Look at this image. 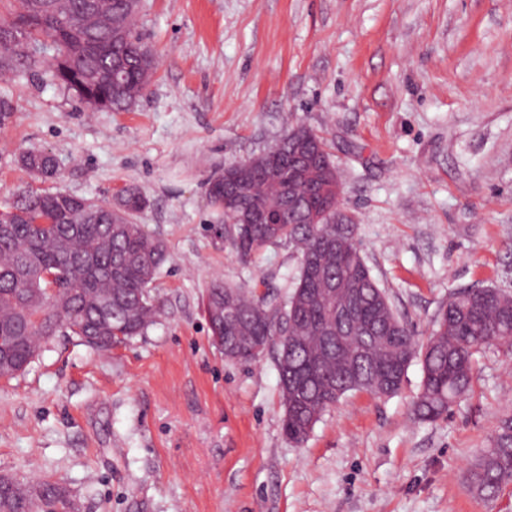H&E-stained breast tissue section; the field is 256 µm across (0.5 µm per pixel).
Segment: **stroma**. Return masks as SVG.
Here are the masks:
<instances>
[{
    "instance_id": "obj_1",
    "label": "stroma",
    "mask_w": 512,
    "mask_h": 512,
    "mask_svg": "<svg viewBox=\"0 0 512 512\" xmlns=\"http://www.w3.org/2000/svg\"><path fill=\"white\" fill-rule=\"evenodd\" d=\"M137 26L157 69L128 111H89L40 70L0 76V206L135 186L168 254L144 333L108 351L54 336L0 381V474L63 483L81 512H512V484L489 501L467 485L512 415L505 352L477 353L447 417H414L415 362L293 447L275 352L225 359L206 316L215 281L279 308L293 290L297 250L240 261L206 182L296 127L325 138L371 275L416 333L458 289L512 293V0H142ZM30 149L55 180L20 166Z\"/></svg>"
}]
</instances>
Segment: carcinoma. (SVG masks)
Wrapping results in <instances>:
<instances>
[{"label":"carcinoma","instance_id":"cac0c4a2","mask_svg":"<svg viewBox=\"0 0 512 512\" xmlns=\"http://www.w3.org/2000/svg\"><path fill=\"white\" fill-rule=\"evenodd\" d=\"M138 3L17 0L0 16V71L21 74L45 64L55 84L87 108L125 111L156 70L154 54L134 32ZM20 163L44 179L57 173L45 151L27 152ZM246 169L235 178L228 166L207 180L210 202L229 222L224 237L242 261L265 247L293 245L299 275L282 308L268 306L253 288L215 282L207 291L208 320L212 335L223 337L222 351L238 361L255 360L258 343L279 356L290 345L288 365L277 364L289 444H303L349 392L397 393L414 361L423 374L414 415L436 421L470 390L475 353L496 347L512 354V296L493 287L453 293L427 338L415 336L370 273L357 224L340 209L341 183L321 136L292 129L247 159ZM147 204L136 187L114 203L27 190L8 204L10 223H0L1 376L25 371L42 342L62 329L103 348L113 329L127 339L153 323L150 284L167 252L138 222ZM253 212L287 221L272 231L247 223ZM52 286L58 293L48 304ZM343 296L356 303L354 321L336 317ZM467 482L478 497L512 483V416L491 435ZM73 502L60 483L14 482L0 494V512H69Z\"/></svg>","mask_w":512,"mask_h":512}]
</instances>
